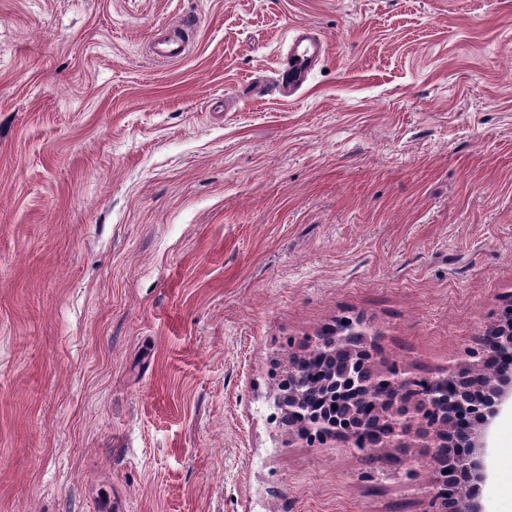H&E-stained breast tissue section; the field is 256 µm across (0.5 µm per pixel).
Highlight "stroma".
Returning a JSON list of instances; mask_svg holds the SVG:
<instances>
[{"label":"stroma","mask_w":512,"mask_h":512,"mask_svg":"<svg viewBox=\"0 0 512 512\" xmlns=\"http://www.w3.org/2000/svg\"><path fill=\"white\" fill-rule=\"evenodd\" d=\"M510 311L512 0H0V512H429L418 427L301 437L278 379L344 321L436 377ZM326 43L310 26L303 25L293 29L290 36L288 72L283 82L289 90L300 87L308 73L325 53Z\"/></svg>","instance_id":"1"}]
</instances>
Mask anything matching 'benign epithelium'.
Listing matches in <instances>:
<instances>
[{"label":"benign epithelium","instance_id":"benign-epithelium-1","mask_svg":"<svg viewBox=\"0 0 512 512\" xmlns=\"http://www.w3.org/2000/svg\"><path fill=\"white\" fill-rule=\"evenodd\" d=\"M364 345L348 353L336 393L352 392L347 415L329 405L301 414L297 431L318 436L344 435L364 452L394 447L395 437L417 415L426 424L424 436L434 440L432 459L443 474L432 497V512H456L451 491L460 483L470 491L469 512H485L479 501L486 479V435L494 419L512 407V316L482 338V356L469 373L452 370L435 378H409L391 369L380 375L370 365L375 337L350 322L336 329V346L352 336Z\"/></svg>","mask_w":512,"mask_h":512}]
</instances>
